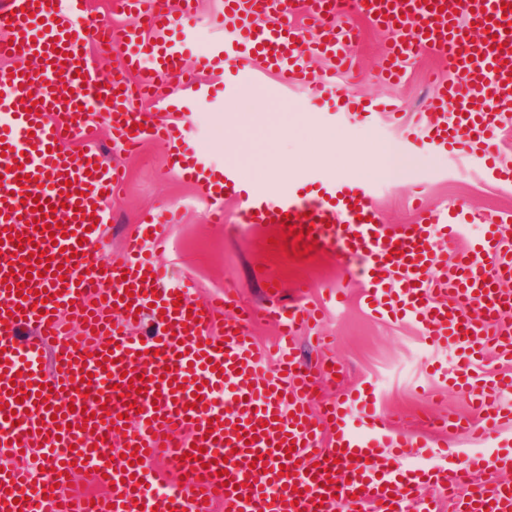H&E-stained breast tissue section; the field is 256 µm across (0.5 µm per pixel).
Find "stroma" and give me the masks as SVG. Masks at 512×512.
Here are the masks:
<instances>
[{
	"mask_svg": "<svg viewBox=\"0 0 512 512\" xmlns=\"http://www.w3.org/2000/svg\"><path fill=\"white\" fill-rule=\"evenodd\" d=\"M353 23L359 37L348 51L358 70L339 77V84L362 99H396L404 113V125H422L430 80L452 73L447 59L433 52L410 57L403 82L387 84L378 72L393 33L359 17ZM209 82L214 98L201 111L183 96L174 79L158 82L159 96L173 103L169 111L157 112L158 121L170 122L180 113L195 110L201 115L191 150L220 162H235L255 185L270 178L282 187L305 182L314 174L353 176L338 144L322 139V132L331 127L319 109L309 104L302 89L288 88L280 96H271L267 88L276 79L269 75L263 84L241 88L227 98L220 92L219 75H211ZM403 127L383 115L370 127L354 119L334 127L348 143L363 148L362 178L378 185V213L384 223L400 226L415 221L411 192L417 183L423 184V200L430 207L461 205L475 213L478 222L469 232L473 239L481 236L484 221L512 212V184L495 182L472 159L424 149L406 138ZM88 141L99 145L107 164L124 172V183L110 203L112 221L106 226L105 238L109 257L119 259L124 236L143 217L179 208L182 218L171 225L166 244L158 249L159 261L174 274L195 278L198 286L193 297L199 303L228 289L242 304L255 308L249 329L259 347H270L276 333L261 314L267 303L266 280L278 281L288 290L299 281L313 284L307 299L322 307L317 331L331 342L319 350L308 338H300L298 356L314 367L319 403L340 402L350 392H360L368 395L380 412L396 420L406 435H414L426 418H447L452 425L440 432L439 438L459 455L512 454V422L501 423L489 442L481 445L470 442L462 431L464 424H476L477 419L469 395L454 389L448 377L462 364L465 350L453 344L430 346L415 324L380 319L367 312L355 277V262L332 250L310 257L269 250L271 228L244 223L238 200L225 201L223 225L210 224L209 200L197 186L169 169L166 144L148 138L137 150L125 151L113 142L112 131L101 118L91 124L85 138L69 141L67 148L79 154ZM373 144L413 157V167L380 172L381 161L369 150ZM282 156L293 166L286 176L276 174L272 167ZM336 287L348 290L347 301L340 307L327 302L330 289Z\"/></svg>",
	"mask_w": 512,
	"mask_h": 512,
	"instance_id": "35a3bbf8",
	"label": "stroma"
}]
</instances>
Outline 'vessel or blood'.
I'll use <instances>...</instances> for the list:
<instances>
[{
    "label": "vessel or blood",
    "mask_w": 512,
    "mask_h": 512,
    "mask_svg": "<svg viewBox=\"0 0 512 512\" xmlns=\"http://www.w3.org/2000/svg\"><path fill=\"white\" fill-rule=\"evenodd\" d=\"M181 3L174 15L159 0H117L122 11L145 18L150 34H111L120 70L104 77L84 52L101 31L88 18L86 0H0V28L10 34L0 55L38 60L0 76V512H83L85 497L62 490L77 468L103 488L93 512H214L217 502L224 512H399L405 501L436 512L420 500L422 484L453 491L472 467H511L507 455L474 462L437 448L435 439L409 440L362 395L328 404L324 415L336 443L322 447L320 420L310 412L313 375L294 355V340L315 326L317 309H269L278 329V374L266 377V357L247 318L215 324L235 297L227 292L194 303V279L169 278L152 259L150 247L165 242L177 211L138 225L112 261L101 227L112 220L108 195L121 176L95 146L76 157L63 144L82 135L92 110L105 106L114 141L135 146L153 136L169 143L170 167L212 198V223H223L224 200L244 198L247 223L271 225L287 246L295 244L287 236L295 229L315 252L364 258L360 293L370 312L422 325L431 343L452 341L475 353L490 346L508 358L512 326L504 316L512 292L500 282L512 273V239L499 225L448 263L443 246L462 236L464 210L420 205L414 224L396 229L380 221L378 190L369 182L317 175L305 188L264 191L238 167L187 152L192 116L155 123L137 103L171 77L207 104L200 72L225 69V94L272 74L278 89L302 86L312 101H332L325 122L374 123L395 104L336 88L337 73L354 68L346 47L358 35L351 19L359 15L399 35L385 57L386 79L399 78L406 57L427 50L469 75L466 83H437L421 143L478 159L510 184L512 168L497 162V139L512 121V0H224L222 23L233 37L214 42L195 73L186 54L197 37V0ZM300 11L318 22L317 34L293 23ZM315 55L330 59L329 71H309ZM131 72L139 75L133 86ZM33 200L39 211L30 210ZM57 223L63 235L54 241L41 227ZM40 252L53 267L34 261ZM32 267L36 277H26ZM39 290L48 292V303L37 302ZM139 316L153 322L151 335L133 333ZM460 387L473 393L481 421L467 433L483 442L501 419L494 394L512 390V373L467 376ZM228 401L235 404L230 413ZM182 430L189 439L171 444ZM118 431V457L87 441ZM38 447L47 464L40 477L17 463ZM132 453L137 463H129ZM161 453L174 458L180 477L163 491L152 464ZM411 453L420 465L409 476L400 461ZM458 508L512 512V487L479 484Z\"/></svg>",
    "instance_id": "b4317fda"
}]
</instances>
